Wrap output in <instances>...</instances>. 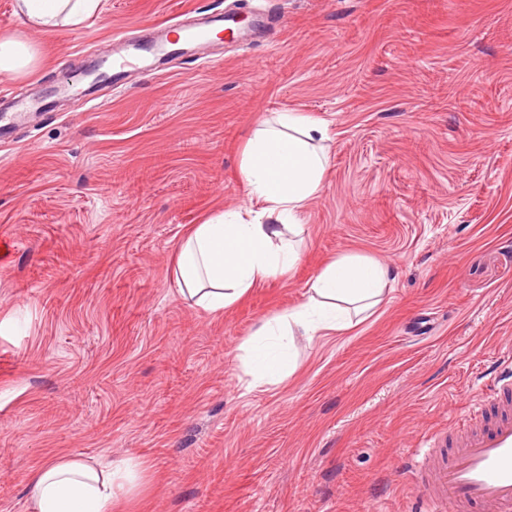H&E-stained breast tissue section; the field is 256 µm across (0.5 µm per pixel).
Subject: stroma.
<instances>
[{"label": "stroma", "instance_id": "35a3bbf8", "mask_svg": "<svg viewBox=\"0 0 512 512\" xmlns=\"http://www.w3.org/2000/svg\"><path fill=\"white\" fill-rule=\"evenodd\" d=\"M191 10L273 21L88 103L113 32ZM28 34L53 63L0 74L49 98L0 141V512H31L57 456L142 465L118 512H413L414 450L512 348V0H102ZM286 111L324 120L332 156L300 261L203 314L175 244L247 206L240 147ZM350 253L389 268L383 301L251 386L240 343Z\"/></svg>", "mask_w": 512, "mask_h": 512}]
</instances>
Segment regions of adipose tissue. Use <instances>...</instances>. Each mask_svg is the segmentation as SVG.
Segmentation results:
<instances>
[{"instance_id": "ef3b65f1", "label": "adipose tissue", "mask_w": 512, "mask_h": 512, "mask_svg": "<svg viewBox=\"0 0 512 512\" xmlns=\"http://www.w3.org/2000/svg\"><path fill=\"white\" fill-rule=\"evenodd\" d=\"M101 0H14L29 28L63 33L96 18ZM42 48L24 36L0 32V72L34 73ZM326 123L302 112L262 119L245 141L239 176L250 202L191 225L175 247L172 280L180 296L210 316L273 279L290 276L298 263L303 214L320 191L330 165ZM390 271L380 262L348 254L326 264L309 282L306 300L263 320L240 346L253 385H273L295 369V333L315 336L343 330L383 298ZM135 467L60 457L30 478L32 512H112L132 488Z\"/></svg>"}]
</instances>
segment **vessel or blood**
Instances as JSON below:
<instances>
[{
    "label": "vessel or blood",
    "instance_id": "vessel-or-blood-1",
    "mask_svg": "<svg viewBox=\"0 0 512 512\" xmlns=\"http://www.w3.org/2000/svg\"><path fill=\"white\" fill-rule=\"evenodd\" d=\"M226 13L210 15L200 24L173 23L178 39L139 43L125 51L100 52L102 74L87 88L95 95L103 75L113 84L125 82L133 69L148 68L152 59L187 50L199 53L212 45L215 28L234 24ZM477 408L456 414L444 439H428L422 452L421 477L413 492L423 512H512V351L501 359L500 371L481 389Z\"/></svg>",
    "mask_w": 512,
    "mask_h": 512
}]
</instances>
